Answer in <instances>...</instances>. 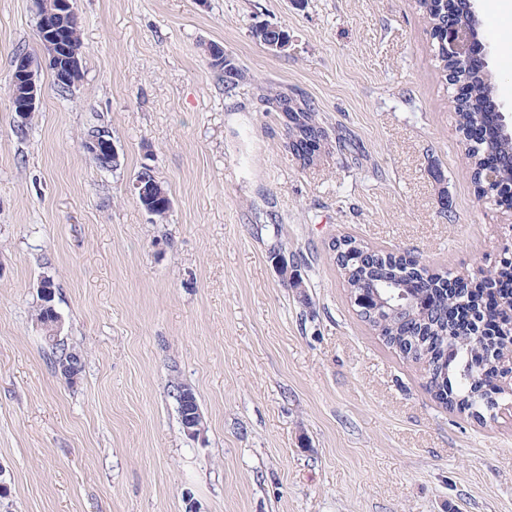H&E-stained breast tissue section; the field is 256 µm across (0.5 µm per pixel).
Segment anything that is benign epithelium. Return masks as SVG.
<instances>
[{"label": "benign epithelium", "instance_id": "obj_1", "mask_svg": "<svg viewBox=\"0 0 512 512\" xmlns=\"http://www.w3.org/2000/svg\"><path fill=\"white\" fill-rule=\"evenodd\" d=\"M36 14L39 17L41 28L38 41L42 50L41 55L32 56L27 53L18 55L13 61L10 81V96L16 114V124L23 125L28 117L38 108L42 95V88L38 80L40 72L44 69L50 71L55 82L59 84H73L80 74V60L78 50L60 47L59 34L62 32L64 20L76 17L74 0H34ZM477 16L474 5L470 0H450L448 18L441 28L440 44L448 57L458 61L462 68H467L473 51L478 45V33L472 31L470 19ZM270 25L257 26L255 35L265 48L273 53L286 50L289 43L284 40L266 41L264 33ZM275 266L280 280L293 287L302 288L304 282L300 270L288 257H276ZM44 305L49 310L47 324L51 325L53 334L57 335L62 326V317L51 304L53 290L45 281L39 284ZM354 303L362 311L382 307L385 312H401L410 305L406 294L397 289L391 281L381 284L379 291L362 292L354 299ZM180 405L189 408L183 420V431L191 436L200 434L203 426V416L200 409L194 407L195 398L192 389L188 386L180 388Z\"/></svg>", "mask_w": 512, "mask_h": 512}]
</instances>
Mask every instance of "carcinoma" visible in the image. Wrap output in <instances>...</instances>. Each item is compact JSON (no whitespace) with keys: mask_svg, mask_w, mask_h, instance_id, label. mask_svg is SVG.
<instances>
[{"mask_svg":"<svg viewBox=\"0 0 512 512\" xmlns=\"http://www.w3.org/2000/svg\"><path fill=\"white\" fill-rule=\"evenodd\" d=\"M419 10L430 27L435 67L443 78L457 72V64L448 60L440 47V28L448 13V0H417ZM214 65L224 70V83L236 89L243 75L233 66L225 68L222 48L210 45ZM464 93L454 99L456 123L464 138L472 130L486 126L482 141L469 142L467 159L474 181L491 170L499 173L496 187L481 194L497 205L512 208V134L504 131L494 108L492 76L482 65L470 66L464 77ZM154 197L149 205L162 218L169 210L167 189L148 175ZM333 259L347 283L351 296L370 287L378 278L399 282L419 299L421 310L406 317L381 322L371 316L360 318L378 332L386 345L404 358L422 365L429 377L428 391L446 408L479 421L495 410L496 402L486 400L502 394L503 371L488 364L477 371L474 364L488 356L507 360L512 354V257L506 255L496 266L491 282L482 278L466 284V292L448 297L444 275L432 273L408 252L373 249L351 236L336 240Z\"/></svg>","mask_w":512,"mask_h":512,"instance_id":"cac0c4a2","label":"carcinoma"}]
</instances>
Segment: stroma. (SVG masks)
I'll list each match as a JSON object with an SVG mask.
<instances>
[{"mask_svg": "<svg viewBox=\"0 0 512 512\" xmlns=\"http://www.w3.org/2000/svg\"><path fill=\"white\" fill-rule=\"evenodd\" d=\"M83 77L25 135L13 54L32 0H0V512H512V396L449 411L361 320L329 244L346 235L471 276L512 250L478 198L453 93L415 0H75ZM277 25L286 52L253 27ZM512 113V24L481 25ZM243 71L224 89L209 45ZM309 101L326 151L304 167L264 98ZM109 130L117 167L82 149ZM151 166L172 201L132 193ZM306 279L285 287L276 254ZM55 284L57 375L35 318ZM193 388L199 436L180 424ZM182 386L183 385H178L176 388L177 393L180 388L179 395H178L179 417H181L180 405H182L184 407L191 406V409H189V411L186 414V417L183 420L182 429L188 436L194 437V436L199 435L202 430L203 416H202L200 409L194 407L195 401L197 404H198V401H197V397L193 393L192 389L188 386H184V387H182ZM194 395H195V398H194ZM179 402H180V404H179Z\"/></svg>", "mask_w": 512, "mask_h": 512, "instance_id": "35a3bbf8", "label": "stroma"}]
</instances>
